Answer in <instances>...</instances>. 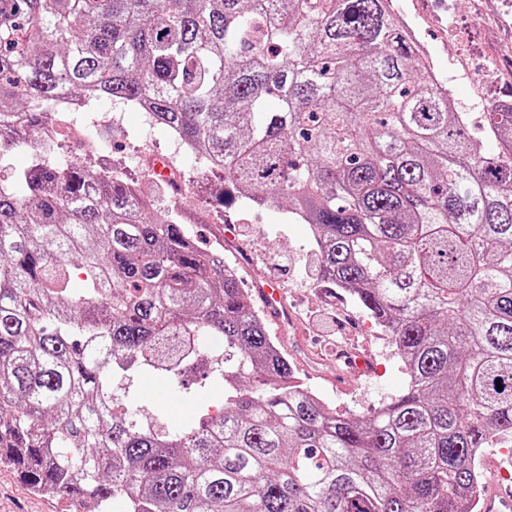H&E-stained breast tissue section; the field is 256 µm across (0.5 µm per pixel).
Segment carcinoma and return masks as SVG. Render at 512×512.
Here are the masks:
<instances>
[{
    "mask_svg": "<svg viewBox=\"0 0 512 512\" xmlns=\"http://www.w3.org/2000/svg\"><path fill=\"white\" fill-rule=\"evenodd\" d=\"M390 2L0 0V158L42 104L148 105L243 203L314 228L313 280L407 376L337 413L176 208L39 160L0 179V462L32 490L84 512H473L477 454L512 444V110L454 111ZM199 366L184 398L207 407L141 424L134 379Z\"/></svg>",
    "mask_w": 512,
    "mask_h": 512,
    "instance_id": "cac0c4a2",
    "label": "carcinoma"
}]
</instances>
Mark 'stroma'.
I'll return each instance as SVG.
<instances>
[{
	"label": "stroma",
	"instance_id": "stroma-1",
	"mask_svg": "<svg viewBox=\"0 0 512 512\" xmlns=\"http://www.w3.org/2000/svg\"><path fill=\"white\" fill-rule=\"evenodd\" d=\"M395 9H412L423 21L427 43L443 77L461 107L483 101L497 108L512 105V77H499L495 67H512V0H393ZM98 111L122 115L121 128H104L112 147L115 171L142 186L151 206L162 203L155 192L150 164L170 158L174 143L162 129L150 127L140 112L115 102H99ZM83 143L58 139L35 150L16 149L0 160V168L14 173L34 160L84 157ZM181 191L175 201L185 223L201 247L224 245V261L232 266L242 288L254 280L279 282L292 315L288 325L267 320L269 335L286 353L296 377L326 395L338 412L359 418L372 407L399 395L405 387L401 362L381 329L337 288L314 284V244L305 224L289 220L285 210L242 206L239 200L215 201L209 194L212 175H201L194 160L177 166ZM235 227L233 238H224L221 226ZM339 348H355L372 355L370 373L346 369L336 360ZM137 392L146 423L178 426L184 423L176 382L146 375ZM65 501L33 494L10 467L0 466V512H64Z\"/></svg>",
	"mask_w": 512,
	"mask_h": 512
}]
</instances>
